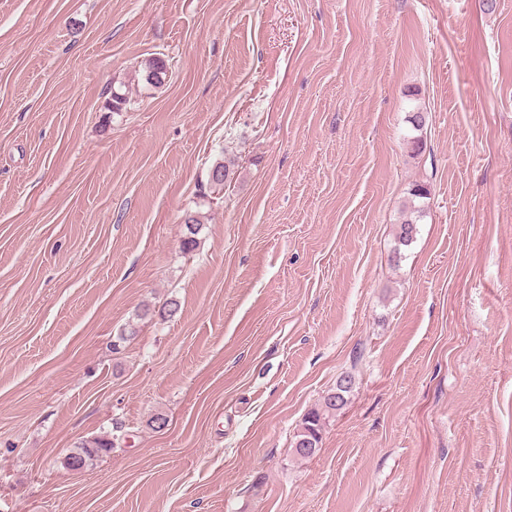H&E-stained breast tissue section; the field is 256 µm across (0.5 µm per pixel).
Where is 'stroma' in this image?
Returning a JSON list of instances; mask_svg holds the SVG:
<instances>
[{
  "label": "stroma",
  "mask_w": 512,
  "mask_h": 512,
  "mask_svg": "<svg viewBox=\"0 0 512 512\" xmlns=\"http://www.w3.org/2000/svg\"><path fill=\"white\" fill-rule=\"evenodd\" d=\"M0 512H512V0H0ZM429 194L430 191L425 184L415 183L409 189V195L412 197V200L403 221L399 224L396 236L398 247L393 250L395 262H399L402 259L401 246L408 247L413 242L418 233L417 226L424 214V209L421 206H416L413 199H428ZM355 386V377L346 374L336 381V387L327 393L318 407L307 413L294 436L293 452L301 458H310L319 450L322 438L323 420L330 414L336 413L337 403L346 405L348 395ZM298 448H314L313 453H303ZM113 447L112 433L103 432L100 436L82 443L79 447V452L68 456L67 465L72 469H81L85 466L87 460L99 454L109 452Z\"/></svg>",
  "instance_id": "obj_1"
}]
</instances>
